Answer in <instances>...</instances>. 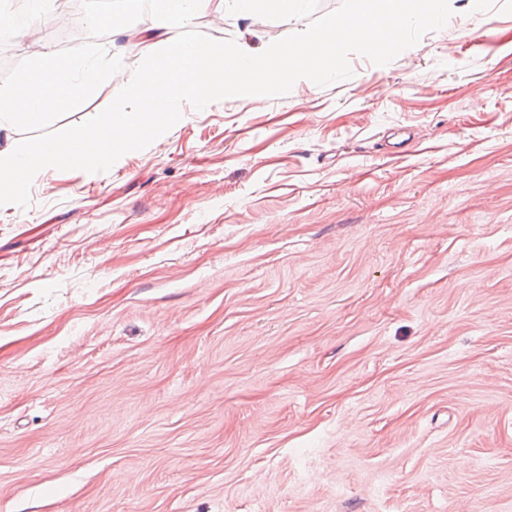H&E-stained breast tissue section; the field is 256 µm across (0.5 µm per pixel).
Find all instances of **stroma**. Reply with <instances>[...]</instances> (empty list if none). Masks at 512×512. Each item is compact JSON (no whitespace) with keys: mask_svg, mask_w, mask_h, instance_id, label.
<instances>
[{"mask_svg":"<svg viewBox=\"0 0 512 512\" xmlns=\"http://www.w3.org/2000/svg\"><path fill=\"white\" fill-rule=\"evenodd\" d=\"M353 6L172 36L259 52ZM54 10L5 84L99 50ZM165 62L10 137L97 133ZM0 512H512V0L182 101L0 200Z\"/></svg>","mask_w":512,"mask_h":512,"instance_id":"obj_1","label":"stroma"}]
</instances>
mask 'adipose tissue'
<instances>
[{
	"label": "adipose tissue",
	"mask_w": 512,
	"mask_h": 512,
	"mask_svg": "<svg viewBox=\"0 0 512 512\" xmlns=\"http://www.w3.org/2000/svg\"><path fill=\"white\" fill-rule=\"evenodd\" d=\"M377 2L376 10L356 8L352 14L330 20L288 44L254 54L242 44L217 50L179 43L172 40L171 30L173 25L186 26L199 16L222 9L257 20L273 3L287 15L295 10L297 0H154L157 21L149 33L124 25L112 27L103 50L110 61L116 62L130 48L167 45V64L147 70L129 91L130 98L138 103L137 110L107 113L100 118L96 134L45 141L23 149H1L0 195H18L32 175L47 166L94 171L139 133L146 117L156 114L163 120L171 118V106L176 101L208 99L226 87L286 80L290 73L311 69L332 58L337 43L345 39L357 40L366 49L398 43L401 31L396 19L402 14L401 0ZM108 75L99 58L90 55L81 76H73L71 57L44 47L35 60L26 63L23 88L0 86V130H9L20 119L41 121L57 106L92 94Z\"/></svg>",
	"instance_id": "adipose-tissue-1"
}]
</instances>
